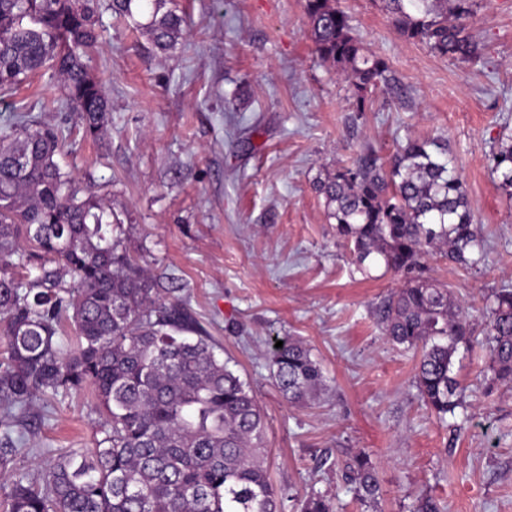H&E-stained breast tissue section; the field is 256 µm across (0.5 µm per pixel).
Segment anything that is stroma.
Returning a JSON list of instances; mask_svg holds the SVG:
<instances>
[{
  "label": "stroma",
  "instance_id": "stroma-1",
  "mask_svg": "<svg viewBox=\"0 0 512 512\" xmlns=\"http://www.w3.org/2000/svg\"><path fill=\"white\" fill-rule=\"evenodd\" d=\"M187 34L153 56L141 33L103 13L106 41L90 55L112 106L101 140L58 110L50 73L0 95V127L27 105L63 129L58 157L85 194L110 205L122 241L160 298L186 302L229 367L252 387L267 423L266 465L284 512L318 491L337 512H366L344 478L367 454L377 512H512V385L487 390L488 299L512 288V198L491 154L512 138V0H479L469 21L477 62L451 60L407 38L380 0H336L355 35L385 59L390 86L356 111L350 76L321 62L305 0H177ZM448 143L483 241L465 270L430 251L416 273L448 285L469 313L472 342L454 373L463 408L439 422L414 383L417 356L389 343L378 320L405 277L357 273L315 183L355 153L388 158L407 138ZM302 341L325 387L289 404L273 381L276 338ZM104 417L94 386L35 401L16 471L40 479L71 448H90Z\"/></svg>",
  "mask_w": 512,
  "mask_h": 512
}]
</instances>
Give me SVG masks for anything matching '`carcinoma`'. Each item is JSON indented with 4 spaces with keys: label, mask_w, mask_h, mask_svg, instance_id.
Wrapping results in <instances>:
<instances>
[{
    "label": "carcinoma",
    "mask_w": 512,
    "mask_h": 512,
    "mask_svg": "<svg viewBox=\"0 0 512 512\" xmlns=\"http://www.w3.org/2000/svg\"><path fill=\"white\" fill-rule=\"evenodd\" d=\"M408 38L452 59L472 60L479 47L468 20L477 0H381ZM174 0H0V91L50 67L54 103L77 114L86 136L111 124L103 85L85 61L104 39L109 11L145 34L154 55L170 56L183 39ZM309 34L322 61L354 79L356 111L391 81L387 62L365 52L335 0H306ZM63 131L16 109L0 130V470L24 444L19 423L36 399L92 384L105 414L93 448L59 455L36 485L13 476L3 512H282L283 492L265 465L267 425L250 387L217 357L216 344L185 303L157 296L152 280L120 250L112 212L80 196L56 160ZM500 187L512 197V142L492 153ZM336 235L350 245L356 270L377 258L410 272L433 248L464 268L482 240L472 227L468 188L453 170L447 145L408 138L388 161L368 151L317 180ZM25 237L31 251L16 247ZM36 270L30 277L26 272ZM384 335L420 354L416 388L443 419L461 404L452 375L472 327L449 289L414 278L379 307ZM75 327L65 349L62 323ZM272 348L283 398L301 404L325 385L302 341ZM489 386L512 384V289L493 295L486 331ZM345 479L366 508L379 484L368 456L344 464ZM301 512H334L312 493Z\"/></svg>",
    "instance_id": "obj_1"
}]
</instances>
